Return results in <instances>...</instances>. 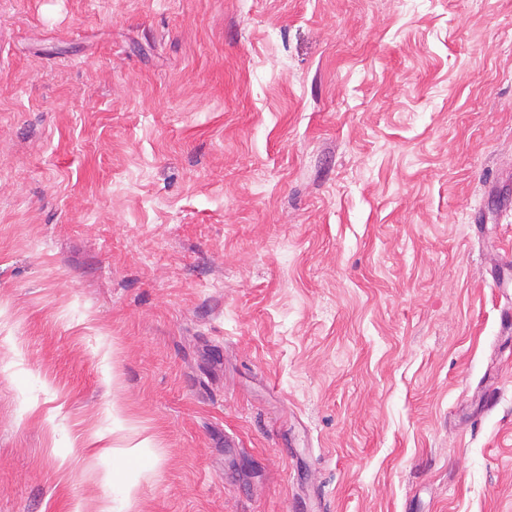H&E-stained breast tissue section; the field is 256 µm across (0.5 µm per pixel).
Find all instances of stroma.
<instances>
[{
  "mask_svg": "<svg viewBox=\"0 0 512 512\" xmlns=\"http://www.w3.org/2000/svg\"><path fill=\"white\" fill-rule=\"evenodd\" d=\"M510 253L512 0H0V512H512ZM113 484L115 482H121L123 485L122 497L120 500V506L116 507L114 505V501L112 500V508L110 506H104L101 512H138V498L135 493V483L126 482L124 479L120 478L118 475H113L112 477Z\"/></svg>",
  "mask_w": 512,
  "mask_h": 512,
  "instance_id": "stroma-1",
  "label": "stroma"
}]
</instances>
